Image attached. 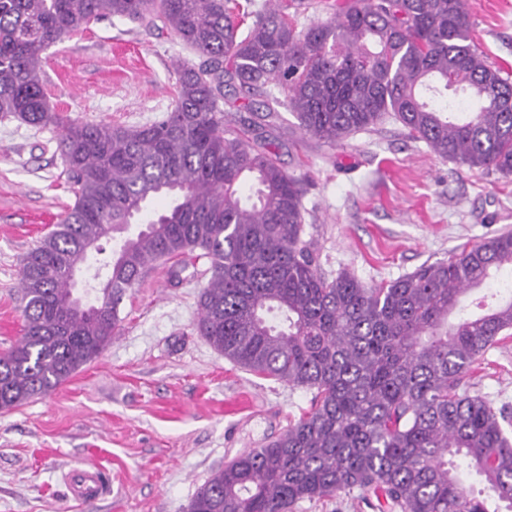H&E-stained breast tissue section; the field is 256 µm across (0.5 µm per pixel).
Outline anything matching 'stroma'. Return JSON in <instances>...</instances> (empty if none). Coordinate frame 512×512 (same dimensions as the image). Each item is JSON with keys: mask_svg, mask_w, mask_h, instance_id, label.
<instances>
[{"mask_svg": "<svg viewBox=\"0 0 512 512\" xmlns=\"http://www.w3.org/2000/svg\"><path fill=\"white\" fill-rule=\"evenodd\" d=\"M473 38L512 78V0H467ZM199 57L170 31L117 17L51 45L42 85L52 111L142 126L170 111L177 61ZM60 127L0 117V355L23 334L25 255L74 202ZM302 182L303 239L328 277L389 282L512 232V175L442 159L395 119L329 145L279 107L252 131ZM209 259L157 262L120 305L119 335L68 382L0 410V512H186L224 463L285 433L311 394L234 365L195 328ZM462 389L512 414V335L476 362ZM98 461L108 493L74 500L62 477ZM360 492L304 500L294 512H377Z\"/></svg>", "mask_w": 512, "mask_h": 512, "instance_id": "1", "label": "stroma"}]
</instances>
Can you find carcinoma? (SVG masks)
<instances>
[{"label": "carcinoma", "mask_w": 512, "mask_h": 512, "mask_svg": "<svg viewBox=\"0 0 512 512\" xmlns=\"http://www.w3.org/2000/svg\"><path fill=\"white\" fill-rule=\"evenodd\" d=\"M236 0H0V115L63 129L75 201L24 258L22 339L0 355V409L66 383L118 334L119 305L153 263L211 261L196 329L240 368L312 394L280 437L201 486L188 512H293L355 489L381 512H512L505 416L460 389L497 337L512 298L463 313V299L512 269V234L367 286L323 275L302 240L301 182L274 153L224 126V91L279 87L306 135L334 145L393 116L440 157L512 174V81L472 48L466 0H348L298 28L288 0L249 16ZM161 22L202 58L181 61L173 105L150 125L63 121L40 73L48 47L103 16ZM256 183L246 196L242 184ZM174 204L104 255L152 194ZM101 255L94 304L72 272ZM462 456L481 478L473 495Z\"/></svg>", "instance_id": "carcinoma-1"}]
</instances>
